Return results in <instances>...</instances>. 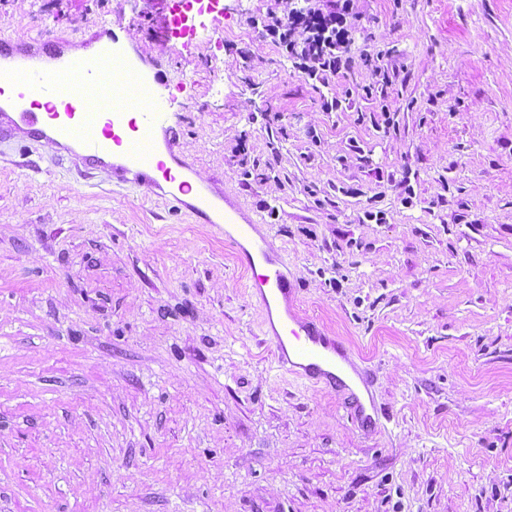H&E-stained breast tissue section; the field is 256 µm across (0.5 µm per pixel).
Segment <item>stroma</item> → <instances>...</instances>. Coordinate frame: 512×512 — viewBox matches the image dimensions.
I'll use <instances>...</instances> for the list:
<instances>
[{
  "label": "stroma",
  "instance_id": "35a3bbf8",
  "mask_svg": "<svg viewBox=\"0 0 512 512\" xmlns=\"http://www.w3.org/2000/svg\"><path fill=\"white\" fill-rule=\"evenodd\" d=\"M183 2L0 0V34L123 24L171 80L181 151L258 213L299 314L372 366L388 419L364 434L277 368L209 225L17 134L0 512H512V0H352L321 92L252 25L274 0H221V34L196 15L192 36Z\"/></svg>",
  "mask_w": 512,
  "mask_h": 512
}]
</instances>
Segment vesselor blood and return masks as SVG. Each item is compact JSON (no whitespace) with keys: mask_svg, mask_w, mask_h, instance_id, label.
I'll list each match as a JSON object with an SVG mask.
<instances>
[{"mask_svg":"<svg viewBox=\"0 0 512 512\" xmlns=\"http://www.w3.org/2000/svg\"><path fill=\"white\" fill-rule=\"evenodd\" d=\"M115 27L103 22L108 41L80 57L41 38H0V136L31 134L107 172L117 188L148 192L223 228L252 273L247 289L262 312L284 305L273 335L278 369L343 397L358 427H375L383 409L369 368L318 320L299 315L287 258L236 197L196 176L170 133L176 99L165 73L130 52Z\"/></svg>","mask_w":512,"mask_h":512,"instance_id":"1","label":"vessel or blood"}]
</instances>
